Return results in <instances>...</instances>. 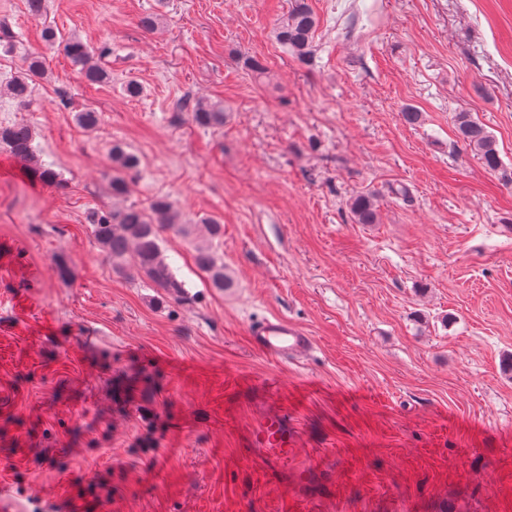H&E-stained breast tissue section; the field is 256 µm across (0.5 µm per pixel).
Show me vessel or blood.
<instances>
[{"label": "vessel or blood", "mask_w": 512, "mask_h": 512, "mask_svg": "<svg viewBox=\"0 0 512 512\" xmlns=\"http://www.w3.org/2000/svg\"><path fill=\"white\" fill-rule=\"evenodd\" d=\"M249 336L255 350L279 361L302 359L315 348L314 338L305 328L281 317L253 323ZM297 439L295 428L283 413L272 406L250 428L248 452L267 468L279 470L288 466V457Z\"/></svg>", "instance_id": "vessel-or-blood-1"}]
</instances>
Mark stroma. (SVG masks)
<instances>
[{
  "label": "stroma",
  "mask_w": 512,
  "mask_h": 512,
  "mask_svg": "<svg viewBox=\"0 0 512 512\" xmlns=\"http://www.w3.org/2000/svg\"><path fill=\"white\" fill-rule=\"evenodd\" d=\"M289 5L47 0L35 18L0 0V83L42 58L26 104L0 94V126L30 125L61 180L0 143V484L18 512H512V0H310L307 65L275 38ZM49 28L108 80L87 82ZM187 96L224 103L223 127L193 123ZM461 112L504 173L458 139ZM116 143L139 159L121 198ZM362 193L376 223L351 218ZM161 196L182 223L223 224L234 288L208 287L196 237L171 231L187 299L113 268L93 217ZM271 316L313 352L255 351L248 328ZM271 400L313 491L283 495L244 452ZM456 130L460 140L485 167L496 171L502 166L496 141L481 121L468 112L458 113Z\"/></svg>",
  "instance_id": "stroma-1"
}]
</instances>
